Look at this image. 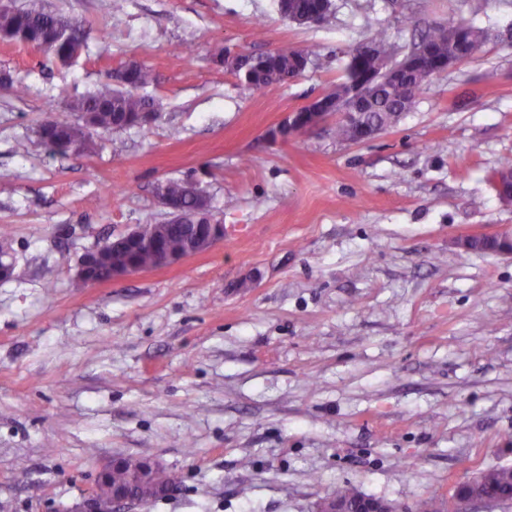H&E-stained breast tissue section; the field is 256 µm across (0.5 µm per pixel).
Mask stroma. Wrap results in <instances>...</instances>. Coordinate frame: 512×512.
Instances as JSON below:
<instances>
[{"label": "stroma", "instance_id": "35a3bbf8", "mask_svg": "<svg viewBox=\"0 0 512 512\" xmlns=\"http://www.w3.org/2000/svg\"><path fill=\"white\" fill-rule=\"evenodd\" d=\"M82 21L71 63L0 37V512H70L136 455L180 484L130 512H316L339 485L417 508L512 466V257L457 247L512 231L488 177L512 158V0L494 38L372 140L334 120L269 136L345 78L372 21L408 44L462 0H333L317 25L276 0H13ZM317 44L298 78L241 86L217 55ZM158 118L89 155L38 129L127 63ZM198 181L222 244L78 286V259L169 219L156 186Z\"/></svg>", "mask_w": 512, "mask_h": 512}]
</instances>
